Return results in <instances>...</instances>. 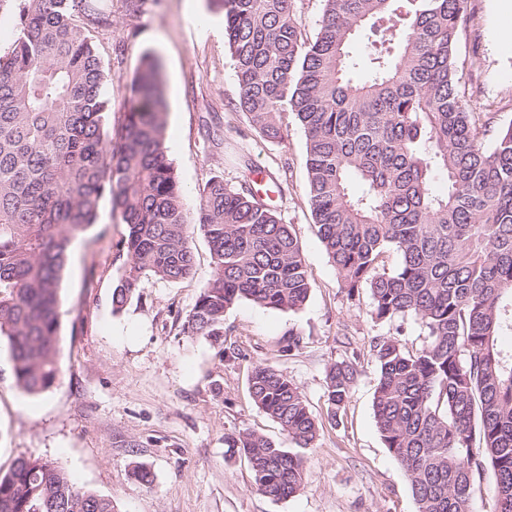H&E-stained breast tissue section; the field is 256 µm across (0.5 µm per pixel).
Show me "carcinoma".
<instances>
[{
  "instance_id": "1",
  "label": "carcinoma",
  "mask_w": 512,
  "mask_h": 512,
  "mask_svg": "<svg viewBox=\"0 0 512 512\" xmlns=\"http://www.w3.org/2000/svg\"><path fill=\"white\" fill-rule=\"evenodd\" d=\"M224 13L238 108L259 133L283 137L293 113L306 136L317 235L347 300L370 293L373 397L385 448L404 469L417 512H472L474 486L495 476L493 512H512V122L483 139L493 113L464 100L453 48L468 0H322L304 35L293 0H211ZM17 37L0 55V334L18 386L49 388L59 372L58 290L71 243L109 193L122 210L127 261L112 304L152 280L189 277L188 230L207 237L214 274L184 325L218 336L240 300L296 312L311 282L297 234L249 188L213 177L187 200L165 154L161 65L146 52L131 106L113 129L109 78L90 32L110 23L106 0H0ZM384 39L356 83L351 44ZM443 179L444 188L434 187ZM393 251L398 264L386 267ZM425 333L416 351L406 321ZM360 374L338 358L325 374L339 420ZM253 402L299 448L319 427L284 370L254 365ZM254 485L281 500L306 487L302 458L244 431L229 439ZM0 512H114L55 463L17 459L0 474Z\"/></svg>"
}]
</instances>
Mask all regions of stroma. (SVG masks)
Listing matches in <instances>:
<instances>
[{"label": "stroma", "mask_w": 512, "mask_h": 512, "mask_svg": "<svg viewBox=\"0 0 512 512\" xmlns=\"http://www.w3.org/2000/svg\"><path fill=\"white\" fill-rule=\"evenodd\" d=\"M512 0H469L455 46L458 75L473 111L492 105L496 126L512 123ZM92 39L112 75V114L129 105L128 85L142 54L159 55L167 104L166 156L188 196L213 177L252 188L291 224L312 284L296 312L241 301L224 313L218 338L185 336L183 325L213 276L207 240L191 227L190 277L153 281L122 310L112 292L127 260V226L111 195L71 246L60 289L59 374L47 390L17 385L9 340L0 336V472L30 455L54 461L79 487L111 498L115 512H416L408 479L385 448L373 414L376 365L370 342L385 326L370 317V296L349 303L317 236L307 191L306 136L287 116L283 139L260 135L236 107L224 16L208 0H146L128 15L112 0L109 25ZM302 348L278 350L289 330ZM243 350L231 357L229 346ZM358 358L362 373L339 421L327 416L325 370ZM277 365L300 387L319 426L314 447L300 449L307 486L273 500L253 487L244 456L227 437L254 431L288 447L280 424L249 393L254 363ZM145 464L153 481H137Z\"/></svg>", "instance_id": "35a3bbf8"}]
</instances>
